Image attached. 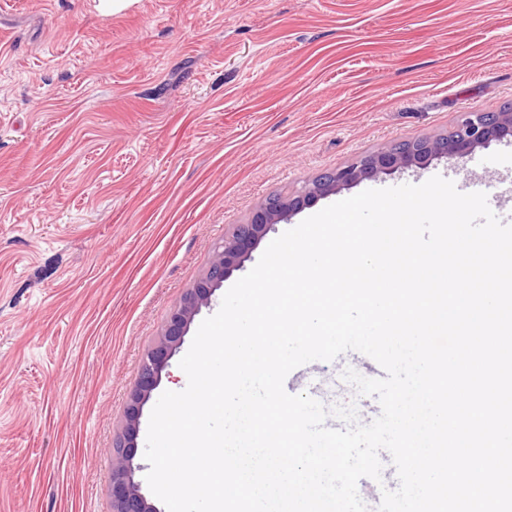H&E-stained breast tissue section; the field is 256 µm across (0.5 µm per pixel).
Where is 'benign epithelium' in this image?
<instances>
[{
  "instance_id": "benign-epithelium-1",
  "label": "benign epithelium",
  "mask_w": 512,
  "mask_h": 512,
  "mask_svg": "<svg viewBox=\"0 0 512 512\" xmlns=\"http://www.w3.org/2000/svg\"><path fill=\"white\" fill-rule=\"evenodd\" d=\"M512 138V109L503 112H469L450 134L389 145L349 165L324 172L294 192L266 199L246 224H239L215 249L205 276L190 289L171 312L155 344L143 355L138 377L125 410L122 432L112 451L111 492L113 512H157L135 481L136 439L144 405L159 385L172 353L208 304L215 290L249 258L270 228L318 199L356 185L366 179L390 176L412 167L425 166L446 157L462 160L495 140Z\"/></svg>"
}]
</instances>
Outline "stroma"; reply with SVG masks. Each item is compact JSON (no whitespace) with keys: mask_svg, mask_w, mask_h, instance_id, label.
Segmentation results:
<instances>
[{"mask_svg":"<svg viewBox=\"0 0 512 512\" xmlns=\"http://www.w3.org/2000/svg\"><path fill=\"white\" fill-rule=\"evenodd\" d=\"M0 0V512H112L139 363L267 197L512 105V0ZM512 169V141L365 180ZM356 352L307 365L326 408Z\"/></svg>","mask_w":512,"mask_h":512,"instance_id":"obj_1","label":"stroma"}]
</instances>
